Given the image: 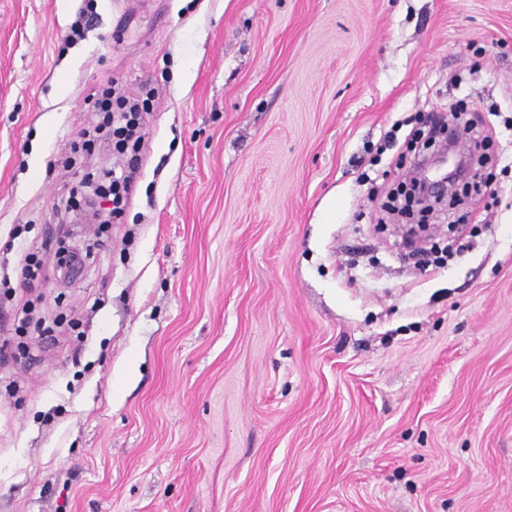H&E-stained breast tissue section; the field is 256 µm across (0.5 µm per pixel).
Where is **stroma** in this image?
Returning <instances> with one entry per match:
<instances>
[{"instance_id": "35a3bbf8", "label": "stroma", "mask_w": 512, "mask_h": 512, "mask_svg": "<svg viewBox=\"0 0 512 512\" xmlns=\"http://www.w3.org/2000/svg\"><path fill=\"white\" fill-rule=\"evenodd\" d=\"M82 5L0 0V512H512V0ZM109 84L142 160L65 233ZM446 103L496 158L420 264L377 218Z\"/></svg>"}]
</instances>
